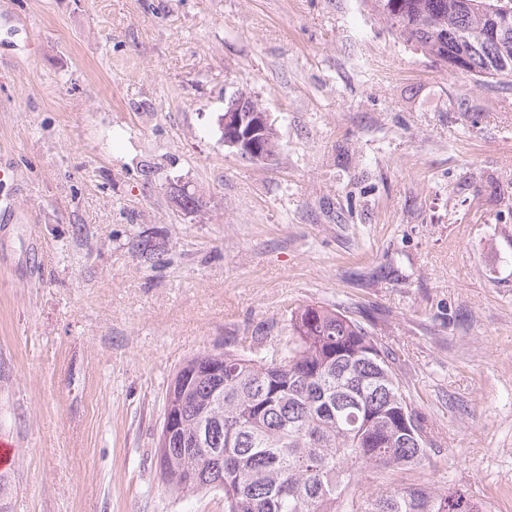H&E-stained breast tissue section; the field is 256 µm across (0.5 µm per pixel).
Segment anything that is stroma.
I'll return each mask as SVG.
<instances>
[{"mask_svg": "<svg viewBox=\"0 0 512 512\" xmlns=\"http://www.w3.org/2000/svg\"><path fill=\"white\" fill-rule=\"evenodd\" d=\"M240 89L269 163L224 144ZM4 206L0 512H224L162 483L166 388L311 302L399 357L441 440L417 480L512 512V84L451 75L363 0H0Z\"/></svg>", "mask_w": 512, "mask_h": 512, "instance_id": "obj_1", "label": "stroma"}]
</instances>
